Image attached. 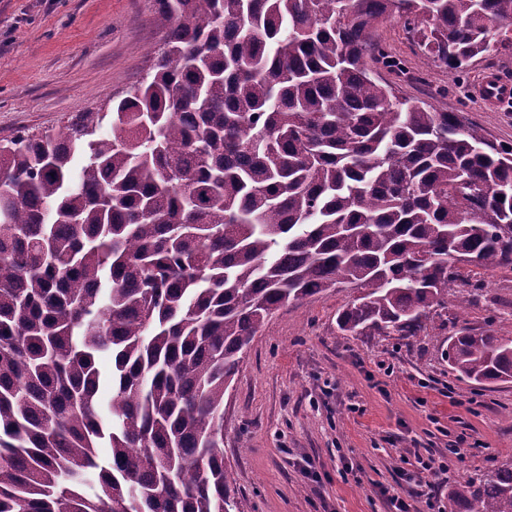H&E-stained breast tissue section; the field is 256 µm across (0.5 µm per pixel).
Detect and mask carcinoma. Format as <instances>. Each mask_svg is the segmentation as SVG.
<instances>
[{
	"label": "carcinoma",
	"mask_w": 512,
	"mask_h": 512,
	"mask_svg": "<svg viewBox=\"0 0 512 512\" xmlns=\"http://www.w3.org/2000/svg\"><path fill=\"white\" fill-rule=\"evenodd\" d=\"M155 3L111 111L0 140V512H238L224 394L268 317L344 288L338 330L416 337L459 265L512 269V144L371 67L395 19L450 73L511 65L512 0ZM448 365L511 382L512 337ZM450 500L512 512V462Z\"/></svg>",
	"instance_id": "1"
}]
</instances>
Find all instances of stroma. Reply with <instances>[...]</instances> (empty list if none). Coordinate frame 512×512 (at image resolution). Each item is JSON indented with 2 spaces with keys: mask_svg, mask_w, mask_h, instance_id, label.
Instances as JSON below:
<instances>
[{
  "mask_svg": "<svg viewBox=\"0 0 512 512\" xmlns=\"http://www.w3.org/2000/svg\"><path fill=\"white\" fill-rule=\"evenodd\" d=\"M165 28L154 0H0V139L56 131L71 116L103 110L148 72ZM396 67L375 71L402 96L461 112L489 139L512 143V111L470 94L492 56L462 77L436 68L401 23L380 25ZM484 295L458 315L448 307L426 336H345L336 312L345 291L292 302L252 340L224 397V463L240 512H395L382 488L407 496L399 472L415 455L449 458L448 492L477 469L512 461V382L482 386L456 376L446 357L460 327L512 336V270H459ZM316 462L320 481L301 472Z\"/></svg>",
  "mask_w": 512,
  "mask_h": 512,
  "instance_id": "35a3bbf8",
  "label": "stroma"
}]
</instances>
